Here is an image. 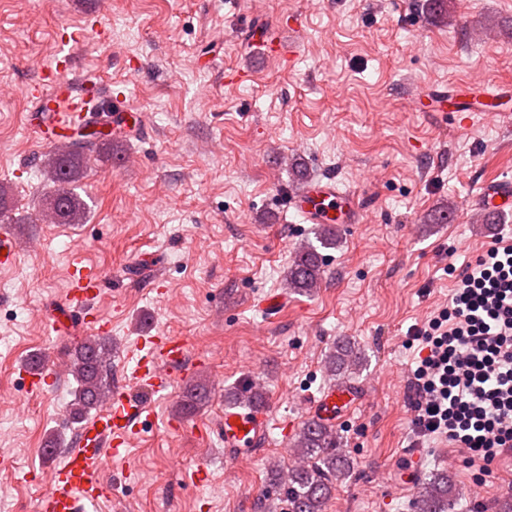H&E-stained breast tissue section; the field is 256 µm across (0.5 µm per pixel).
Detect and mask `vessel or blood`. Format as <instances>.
Segmentation results:
<instances>
[{
	"instance_id": "b4317fda",
	"label": "vessel or blood",
	"mask_w": 512,
	"mask_h": 512,
	"mask_svg": "<svg viewBox=\"0 0 512 512\" xmlns=\"http://www.w3.org/2000/svg\"><path fill=\"white\" fill-rule=\"evenodd\" d=\"M70 40L69 34H61L62 50L56 65L43 73L41 86L33 90L39 102L28 124L40 130L43 141L50 143L63 139L73 123H88L94 118L88 108L92 94L76 89L64 76L71 64ZM487 87V81L481 77L471 78L469 83L451 91L431 86L417 94L414 105L423 112L451 110L467 120L481 111L483 103L491 98L503 102L512 98L504 91L490 96ZM144 125V115L118 104L113 106V137L127 136ZM478 200L482 213L512 212V182L481 183ZM289 205L307 224H357L364 212L355 195L343 189L333 177L307 183L303 191L290 197ZM19 252L18 241L9 232H1V272L15 266ZM107 278L103 269L85 264L80 254L72 255L64 306L96 324L101 334L110 333L112 323L95 313L93 301L100 295ZM188 352L186 340L178 336L159 333L142 337L129 353L135 361L131 377L152 391H164L172 383L173 367L184 362ZM20 374L29 394L42 395L54 388L59 371L52 366L35 369L25 364ZM359 396V391L353 388L331 387L313 400L312 417L322 424H332L339 412ZM147 420L141 404L134 402L126 390L114 389L104 406L83 426L79 448L70 452L63 463L54 465L39 497L38 512H87L88 508L96 506L104 494L96 472L120 455L130 439L140 434ZM269 421L266 410L261 408L242 411L234 406L225 407L216 429L226 456L241 457L267 439Z\"/></svg>"
}]
</instances>
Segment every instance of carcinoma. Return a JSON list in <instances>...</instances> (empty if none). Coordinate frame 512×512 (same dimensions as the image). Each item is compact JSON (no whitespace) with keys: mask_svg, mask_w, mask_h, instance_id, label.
Returning a JSON list of instances; mask_svg holds the SVG:
<instances>
[{"mask_svg":"<svg viewBox=\"0 0 512 512\" xmlns=\"http://www.w3.org/2000/svg\"><path fill=\"white\" fill-rule=\"evenodd\" d=\"M112 133L92 131L80 135L63 149H55L42 161L44 179L54 191L45 199L43 210L54 213L57 224H80L89 204L79 192L78 182L92 161L110 149ZM338 230L321 227L316 233L319 246L309 243L298 249L285 276L287 288L310 294L320 287L324 255L319 249L336 248ZM71 376L77 383L71 402V423L81 424L98 410L112 392V339L89 336L65 352ZM361 353L348 339L336 341L325 363L334 376L349 377L362 366ZM211 388L202 380L186 385L176 409L190 416L210 400ZM299 463L281 478V469L272 470L288 502V512H325V505L336 490V481L350 468V459L341 447L336 430L316 423L304 424L293 441ZM419 512H449L457 499L456 490L444 472L424 478L417 492Z\"/></svg>","mask_w":512,"mask_h":512,"instance_id":"1","label":"carcinoma"}]
</instances>
